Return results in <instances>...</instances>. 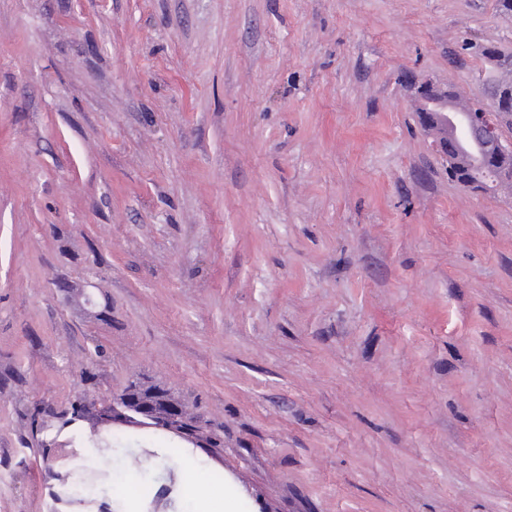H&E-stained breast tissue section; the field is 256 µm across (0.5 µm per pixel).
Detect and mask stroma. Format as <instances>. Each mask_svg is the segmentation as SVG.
<instances>
[{
	"label": "stroma",
	"mask_w": 512,
	"mask_h": 512,
	"mask_svg": "<svg viewBox=\"0 0 512 512\" xmlns=\"http://www.w3.org/2000/svg\"><path fill=\"white\" fill-rule=\"evenodd\" d=\"M467 41L512 53V15L0 0V512H95L73 469L113 512H160L139 479L186 470L234 512H512V199L450 180L412 101L481 96ZM135 379L223 447L33 440L35 402Z\"/></svg>",
	"instance_id": "35a3bbf8"
}]
</instances>
